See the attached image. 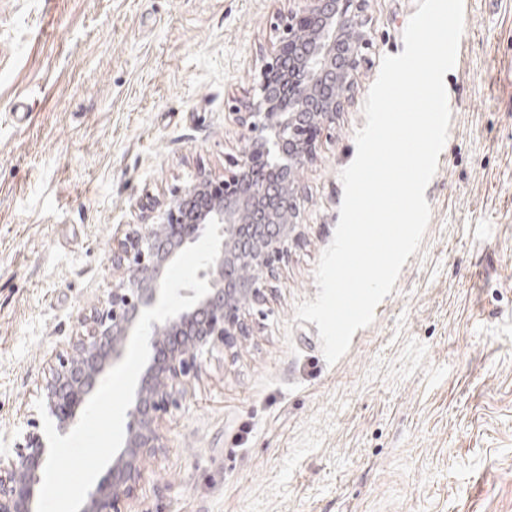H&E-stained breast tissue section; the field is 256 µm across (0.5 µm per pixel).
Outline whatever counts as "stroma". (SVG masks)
Masks as SVG:
<instances>
[{"mask_svg": "<svg viewBox=\"0 0 512 512\" xmlns=\"http://www.w3.org/2000/svg\"><path fill=\"white\" fill-rule=\"evenodd\" d=\"M300 0H0V455L112 288V241L245 141L229 114ZM416 0H367L372 46L299 175V243L202 357L127 512H512V0H464L430 220L335 364L315 269L381 59Z\"/></svg>", "mask_w": 512, "mask_h": 512, "instance_id": "35a3bbf8", "label": "stroma"}]
</instances>
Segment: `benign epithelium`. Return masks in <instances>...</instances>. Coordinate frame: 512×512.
Here are the masks:
<instances>
[{
    "instance_id": "1",
    "label": "benign epithelium",
    "mask_w": 512,
    "mask_h": 512,
    "mask_svg": "<svg viewBox=\"0 0 512 512\" xmlns=\"http://www.w3.org/2000/svg\"><path fill=\"white\" fill-rule=\"evenodd\" d=\"M303 2L300 12L276 17L277 48L255 77L245 111L232 113L245 131L239 157L224 178L201 173L175 189L172 202L151 205L153 223L128 225L112 245L118 281L83 318L85 332L56 353L51 376L40 385L56 429L67 433L100 377L122 357L141 313L157 304L167 266L218 220L219 255L197 272L209 292L190 309L151 323L153 355L127 410L124 448L84 512H126L143 459L163 447L160 419L199 376L203 352L232 347L245 335L242 307L263 299L265 280L299 238V172L315 154L317 127L334 123L344 110L370 45L366 0ZM30 426L13 455L0 458V512H33L47 445L36 423Z\"/></svg>"
}]
</instances>
